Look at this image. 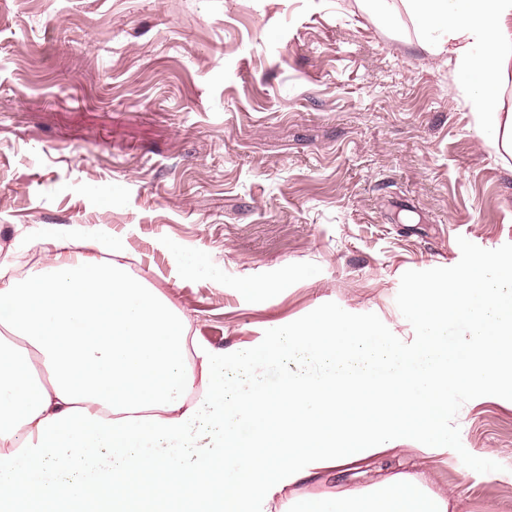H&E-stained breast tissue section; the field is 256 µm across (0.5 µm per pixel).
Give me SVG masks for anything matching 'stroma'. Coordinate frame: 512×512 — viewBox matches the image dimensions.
I'll return each mask as SVG.
<instances>
[{"instance_id":"1","label":"stroma","mask_w":512,"mask_h":512,"mask_svg":"<svg viewBox=\"0 0 512 512\" xmlns=\"http://www.w3.org/2000/svg\"><path fill=\"white\" fill-rule=\"evenodd\" d=\"M417 36L362 0H0V265L112 234L224 349L320 299L395 322L512 254V157ZM448 434L460 512H512V394L449 395ZM487 448L499 478L461 476Z\"/></svg>"}]
</instances>
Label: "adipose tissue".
Wrapping results in <instances>:
<instances>
[{
  "instance_id": "adipose-tissue-1",
  "label": "adipose tissue",
  "mask_w": 512,
  "mask_h": 512,
  "mask_svg": "<svg viewBox=\"0 0 512 512\" xmlns=\"http://www.w3.org/2000/svg\"><path fill=\"white\" fill-rule=\"evenodd\" d=\"M418 46L454 65L457 89L487 147L512 157V0H401ZM78 244L81 251L62 257ZM41 268L0 289V499L9 512H457L454 488L433 464L447 457L448 395L512 389V257L489 254L448 287L412 285L397 312L421 349L449 321L473 342L424 371L376 378L334 367L292 373L276 390L228 396L232 368L259 373L290 358L333 359L369 350L404 358L389 325L323 303L226 349L191 335L169 300L115 262L110 234L58 240ZM414 459L396 470L385 458ZM102 483L89 487L90 463ZM45 470L49 484L26 480ZM355 471L364 484L338 485Z\"/></svg>"
}]
</instances>
